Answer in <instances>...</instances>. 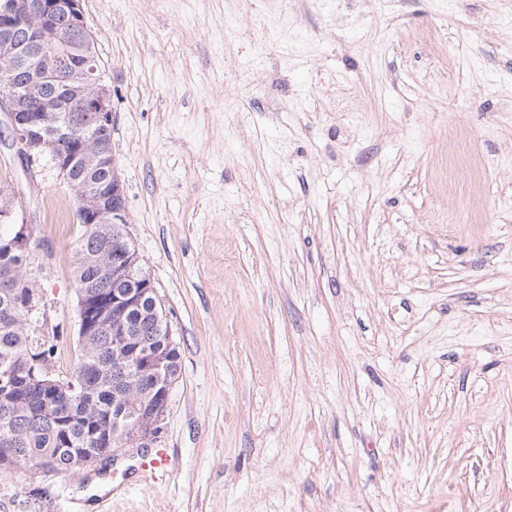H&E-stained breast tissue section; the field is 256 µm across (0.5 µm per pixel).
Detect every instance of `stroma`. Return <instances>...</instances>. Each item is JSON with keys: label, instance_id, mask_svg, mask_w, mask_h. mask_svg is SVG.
<instances>
[{"label": "stroma", "instance_id": "1", "mask_svg": "<svg viewBox=\"0 0 512 512\" xmlns=\"http://www.w3.org/2000/svg\"><path fill=\"white\" fill-rule=\"evenodd\" d=\"M83 9L181 353L168 463L26 466L0 512H512V0ZM0 181L71 375L76 201L1 141Z\"/></svg>", "mask_w": 512, "mask_h": 512}]
</instances>
